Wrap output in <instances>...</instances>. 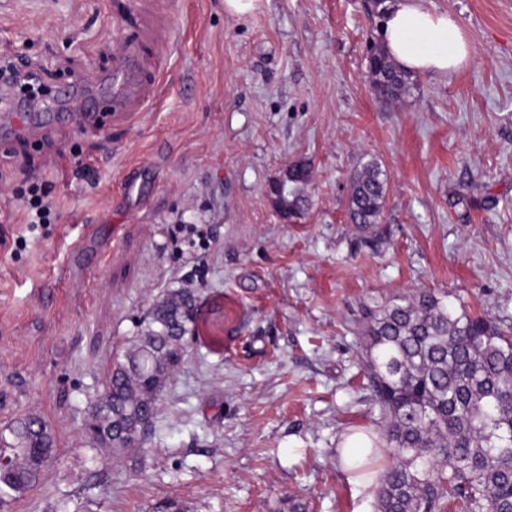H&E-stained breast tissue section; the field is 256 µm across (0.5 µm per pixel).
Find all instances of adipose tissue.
Instances as JSON below:
<instances>
[{
	"mask_svg": "<svg viewBox=\"0 0 512 512\" xmlns=\"http://www.w3.org/2000/svg\"><path fill=\"white\" fill-rule=\"evenodd\" d=\"M386 6L377 41L397 69L445 82L468 64L470 43L454 16L427 0H387Z\"/></svg>",
	"mask_w": 512,
	"mask_h": 512,
	"instance_id": "adipose-tissue-1",
	"label": "adipose tissue"
}]
</instances>
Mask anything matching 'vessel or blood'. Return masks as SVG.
Returning a JSON list of instances; mask_svg holds the SVG:
<instances>
[{"label": "vessel or blood", "instance_id": "1", "mask_svg": "<svg viewBox=\"0 0 512 512\" xmlns=\"http://www.w3.org/2000/svg\"><path fill=\"white\" fill-rule=\"evenodd\" d=\"M169 41L168 31L162 29H128L120 50L112 56L111 69L103 73L78 103H71L72 93L67 90L57 96L55 103L40 108L66 115L71 124L86 131L96 129L101 101H109L114 114L122 118L141 111L156 100L160 85V70L151 65L149 54L166 47ZM40 108L21 100L14 111L0 114V119L23 122L29 129L40 128L44 122L35 116Z\"/></svg>", "mask_w": 512, "mask_h": 512}]
</instances>
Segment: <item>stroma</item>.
Wrapping results in <instances>:
<instances>
[{"label": "stroma", "mask_w": 512, "mask_h": 512, "mask_svg": "<svg viewBox=\"0 0 512 512\" xmlns=\"http://www.w3.org/2000/svg\"><path fill=\"white\" fill-rule=\"evenodd\" d=\"M472 46L448 82L376 94L368 0H169L156 104L100 130L0 129V435L40 418L54 456L0 512H374L337 456L379 432L357 320L428 288L512 324V0H430ZM127 0H0V64L47 91L107 70ZM388 177L384 212L351 223L352 179ZM304 163V211L266 189ZM142 193L131 192V185ZM52 215L27 221L20 191ZM191 289L196 332L142 449L112 456L85 424L160 296Z\"/></svg>", "instance_id": "obj_1"}]
</instances>
